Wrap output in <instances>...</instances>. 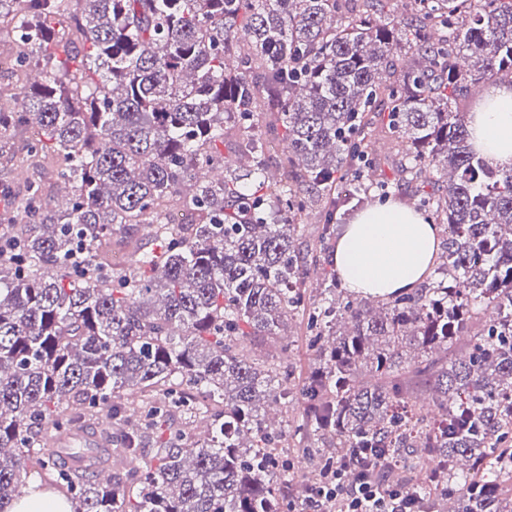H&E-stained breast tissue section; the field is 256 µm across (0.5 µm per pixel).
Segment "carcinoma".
I'll use <instances>...</instances> for the list:
<instances>
[{"label":"carcinoma","instance_id":"1","mask_svg":"<svg viewBox=\"0 0 512 512\" xmlns=\"http://www.w3.org/2000/svg\"><path fill=\"white\" fill-rule=\"evenodd\" d=\"M381 2L0 0L19 88L0 130L26 139L27 168L57 172L53 190L29 183L0 254V512L32 476L74 512H270L293 479L274 452L289 430L260 410L288 406L292 372L241 343L292 336L299 313L319 459L371 450L412 512H512V169L487 165L451 110L512 80V0H400L406 21ZM380 125L403 173L443 188L421 203L447 235L439 278L381 300L341 295L333 274L308 299L298 217L317 207L323 243L388 195L366 151ZM141 224L152 247L122 243L114 268L116 228ZM462 336L464 359L435 357ZM175 412L204 436L172 431ZM78 428L108 455L154 454L104 481L97 456L73 467L47 440Z\"/></svg>","mask_w":512,"mask_h":512}]
</instances>
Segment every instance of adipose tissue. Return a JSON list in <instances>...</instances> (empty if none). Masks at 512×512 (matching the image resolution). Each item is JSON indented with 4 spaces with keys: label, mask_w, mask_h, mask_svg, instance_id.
Masks as SVG:
<instances>
[{
    "label": "adipose tissue",
    "mask_w": 512,
    "mask_h": 512,
    "mask_svg": "<svg viewBox=\"0 0 512 512\" xmlns=\"http://www.w3.org/2000/svg\"><path fill=\"white\" fill-rule=\"evenodd\" d=\"M478 154L490 165L512 168V82L500 83L477 106L469 126ZM441 229L400 200L369 207L346 225L333 254L341 284L386 298L418 288L433 271Z\"/></svg>",
    "instance_id": "adipose-tissue-1"
}]
</instances>
